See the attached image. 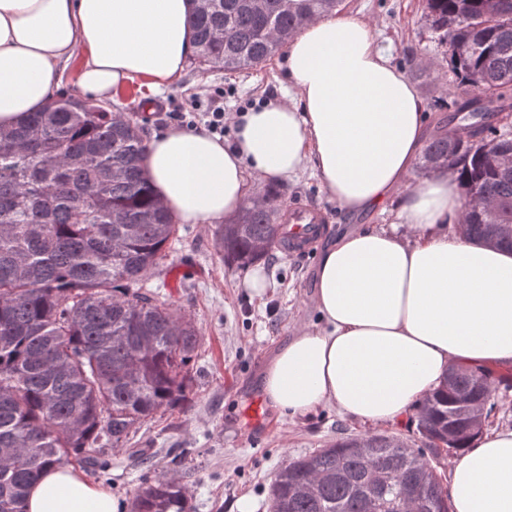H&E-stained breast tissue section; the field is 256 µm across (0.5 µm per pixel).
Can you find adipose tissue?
<instances>
[{
    "label": "adipose tissue",
    "mask_w": 512,
    "mask_h": 512,
    "mask_svg": "<svg viewBox=\"0 0 512 512\" xmlns=\"http://www.w3.org/2000/svg\"><path fill=\"white\" fill-rule=\"evenodd\" d=\"M191 0H0V127L44 108L77 66L98 100L127 81L162 89L194 52ZM279 98L236 118L233 144L170 125L147 143L156 196L181 224L234 217L252 182L305 170L346 213L395 206L396 225L337 237L321 255L322 324L298 332L264 373L272 405L322 404L364 422H401L449 368H512V252L452 230L467 207L454 175L409 186L426 104L367 23L335 14L289 42ZM454 512H512V429L481 436L450 464ZM110 491L46 469L25 512H117Z\"/></svg>",
    "instance_id": "obj_1"
}]
</instances>
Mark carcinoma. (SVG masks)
<instances>
[{
	"label": "carcinoma",
	"mask_w": 512,
	"mask_h": 512,
	"mask_svg": "<svg viewBox=\"0 0 512 512\" xmlns=\"http://www.w3.org/2000/svg\"><path fill=\"white\" fill-rule=\"evenodd\" d=\"M341 0H193L190 30L206 70L256 67ZM426 18L450 45L453 105L464 136L441 133L420 169H451L467 196H488L459 224L486 242L512 222V171L492 164L512 150L495 122L512 112V0H426ZM496 104L494 114L482 104ZM145 127L109 103L58 96L0 128V512H24L30 485L73 460L106 474L100 453L138 425L180 409L192 391L199 333L143 288L176 234L142 162ZM282 199L260 190L216 231L229 265L248 266L288 239ZM491 372H448L417 405L414 448L394 436H347L288 461L270 512H452L426 452L462 450L483 435L494 407ZM130 512H190L185 487L144 483Z\"/></svg>",
	"instance_id": "1"
}]
</instances>
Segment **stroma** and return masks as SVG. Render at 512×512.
Masks as SVG:
<instances>
[{"label":"stroma","instance_id":"1","mask_svg":"<svg viewBox=\"0 0 512 512\" xmlns=\"http://www.w3.org/2000/svg\"><path fill=\"white\" fill-rule=\"evenodd\" d=\"M343 14L369 23L378 41L391 50L393 64L410 69L428 63L443 83L415 77L429 119L450 114L453 99L449 48L441 44L424 18V0H344ZM284 52L260 66L235 73L212 72L186 62L182 76L163 92L149 80L127 82L112 96L115 111L144 112L147 131L181 123L189 102L209 106L216 89L224 91V110L257 108L278 97L282 88ZM284 204L300 202L327 214L322 235L304 256L273 250L260 259L267 278L263 300L253 299L246 286L250 268L227 266L215 250L216 225L181 224L166 248V257L143 283L192 319L200 344L190 363L193 391L185 410L169 411L145 422L129 444L107 449L109 476L84 471L92 484L111 491L120 512L144 481L165 476L184 485L193 512H268L275 474L291 458L304 456L350 435L385 433L417 443L415 420L402 424L364 423L331 406L304 415H285L266 408L269 429L252 426L248 411L259 398L263 366L299 328H315L320 315L312 302L320 253L338 234L364 224L387 227L392 212L351 217L330 201L312 171L273 183ZM184 464L170 466L168 453Z\"/></svg>","mask_w":512,"mask_h":512}]
</instances>
